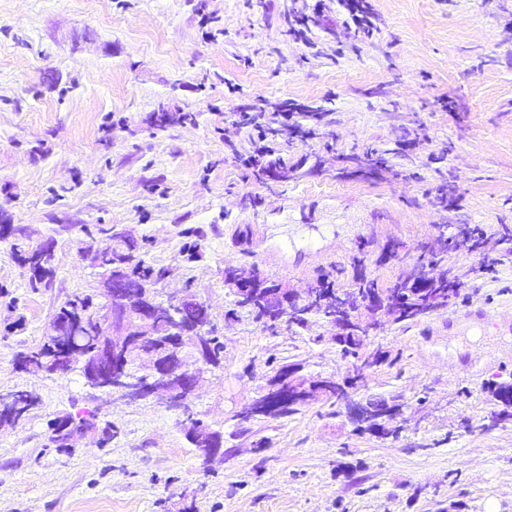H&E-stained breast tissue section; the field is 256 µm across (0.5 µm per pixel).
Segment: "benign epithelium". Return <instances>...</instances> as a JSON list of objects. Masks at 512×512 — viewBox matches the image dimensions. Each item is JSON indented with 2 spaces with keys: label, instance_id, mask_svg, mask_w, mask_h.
<instances>
[{
  "label": "benign epithelium",
  "instance_id": "1",
  "mask_svg": "<svg viewBox=\"0 0 512 512\" xmlns=\"http://www.w3.org/2000/svg\"><path fill=\"white\" fill-rule=\"evenodd\" d=\"M282 299L280 320L285 321L298 311L309 308L319 302L317 290L279 289ZM193 302L199 306L205 318L211 317L206 301L187 292H173L162 304L154 303L134 306L131 302L115 293L112 302L97 313L99 326L106 335L95 354L86 357L69 346L61 347V355L81 365L87 382L97 388L120 394L135 401L154 398L168 407H184L194 394L204 371L206 346L197 340L190 344L186 337L179 335L178 327L171 328L170 336L155 343L145 366L132 370L127 363L138 351L141 337L154 335L153 323L164 308L168 314L178 317L183 306ZM368 309L358 307L354 315L336 321L334 338L340 345L344 339L357 332H364V341L380 327L379 315L388 311L384 296L373 297L367 302ZM193 351H186L187 345ZM351 379L337 376L307 380L299 376V368L288 369V375L270 378L266 384L263 399L271 404L281 405L296 402L308 405L315 400L336 396L345 403L348 420L354 422L367 417L372 407L367 399L351 400L347 388ZM194 441L199 443L201 455L209 460L216 457L223 447V437L210 432L197 433Z\"/></svg>",
  "mask_w": 512,
  "mask_h": 512
}]
</instances>
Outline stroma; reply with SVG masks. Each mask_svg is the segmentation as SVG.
<instances>
[{
    "label": "stroma",
    "mask_w": 512,
    "mask_h": 512,
    "mask_svg": "<svg viewBox=\"0 0 512 512\" xmlns=\"http://www.w3.org/2000/svg\"><path fill=\"white\" fill-rule=\"evenodd\" d=\"M324 5L310 54L285 34L302 0H0V225L13 229L0 239V393L37 399L0 427V512H512V421L489 424L491 388L512 384V334L495 316L476 332L448 324L463 301L512 306V264L475 282L478 254L448 252L465 299L383 320L370 348L385 360L364 384L404 404L399 438L354 432L324 400L236 419L280 367L342 377L349 361L327 323L274 333L227 319V269L298 289L384 286L452 226L512 234V0H372L377 34L341 54L342 14ZM259 96L332 113V150L297 140L281 154L287 176L244 178L233 152L247 138L224 128ZM161 106L162 129L150 122ZM422 126L430 142L399 151ZM447 182L453 212L434 201ZM115 233L162 271L157 300L184 290L210 306L224 353L189 412L107 394L77 368L17 366L67 300L107 305L94 257ZM47 243L55 272L35 285L17 250ZM190 413L223 433L222 456L204 461L189 442ZM63 415L96 427L57 447Z\"/></svg>",
    "instance_id": "obj_1"
}]
</instances>
